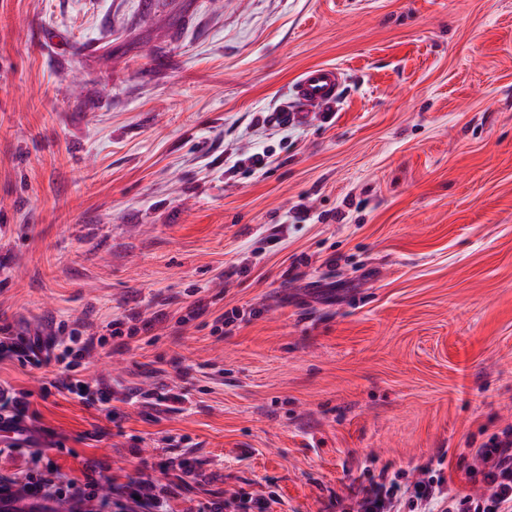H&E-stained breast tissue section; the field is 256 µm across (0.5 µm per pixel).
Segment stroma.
<instances>
[{"label": "stroma", "mask_w": 512, "mask_h": 512, "mask_svg": "<svg viewBox=\"0 0 512 512\" xmlns=\"http://www.w3.org/2000/svg\"><path fill=\"white\" fill-rule=\"evenodd\" d=\"M316 65L336 102L275 120ZM132 312L149 330L79 376L145 400L0 362L68 477L184 459L174 512H336L438 459L489 494L466 468L512 430V0H0V320Z\"/></svg>", "instance_id": "obj_1"}]
</instances>
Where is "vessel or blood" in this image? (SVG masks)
Segmentation results:
<instances>
[{"instance_id":"1","label":"vessel or blood","mask_w":512,"mask_h":512,"mask_svg":"<svg viewBox=\"0 0 512 512\" xmlns=\"http://www.w3.org/2000/svg\"><path fill=\"white\" fill-rule=\"evenodd\" d=\"M343 72L334 65H321L302 72L293 86V99L284 105L282 119L307 124L312 113L324 111L337 98ZM87 505L70 501L48 503L34 497L16 494L0 497V512H87Z\"/></svg>"}]
</instances>
